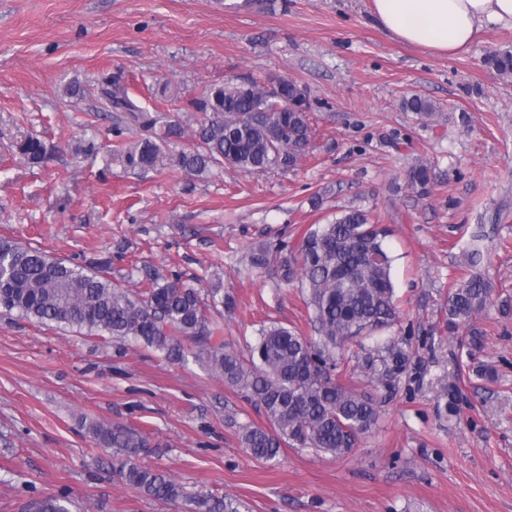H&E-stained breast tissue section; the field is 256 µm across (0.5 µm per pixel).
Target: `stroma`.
<instances>
[{
  "instance_id": "35a3bbf8",
  "label": "stroma",
  "mask_w": 512,
  "mask_h": 512,
  "mask_svg": "<svg viewBox=\"0 0 512 512\" xmlns=\"http://www.w3.org/2000/svg\"><path fill=\"white\" fill-rule=\"evenodd\" d=\"M505 48L512 28L494 27L455 58L434 54L382 28L372 0H0V241L78 264L111 259L132 290L155 274L222 285L211 315L241 352L264 325L312 332L297 286L255 267V250L296 251L345 206L379 212L400 310L388 335L408 355L386 382L340 368L379 411L350 455L285 446L265 461L240 441L241 426H266L262 410L195 348L174 363L0 310V512L61 491L71 512H187L123 485L85 417L135 428L150 442L141 463L249 512H512V308H501L512 305V77L484 63ZM116 73L185 130L146 172L124 159L146 130L100 94ZM283 77L307 89L315 132L295 169L179 168L203 120L183 101L231 79ZM72 82L81 98L65 95ZM165 85L178 102L163 100ZM414 95L440 105L442 122L406 111ZM31 136L50 148L42 163L18 150ZM420 161L433 169L426 196L409 185ZM475 242L492 303L478 336L452 335L448 293Z\"/></svg>"
}]
</instances>
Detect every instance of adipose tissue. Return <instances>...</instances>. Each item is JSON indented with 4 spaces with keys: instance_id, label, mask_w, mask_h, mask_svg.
Returning <instances> with one entry per match:
<instances>
[{
    "instance_id": "1",
    "label": "adipose tissue",
    "mask_w": 512,
    "mask_h": 512,
    "mask_svg": "<svg viewBox=\"0 0 512 512\" xmlns=\"http://www.w3.org/2000/svg\"><path fill=\"white\" fill-rule=\"evenodd\" d=\"M372 6L398 40L451 58L491 26L512 28V0H372Z\"/></svg>"
}]
</instances>
